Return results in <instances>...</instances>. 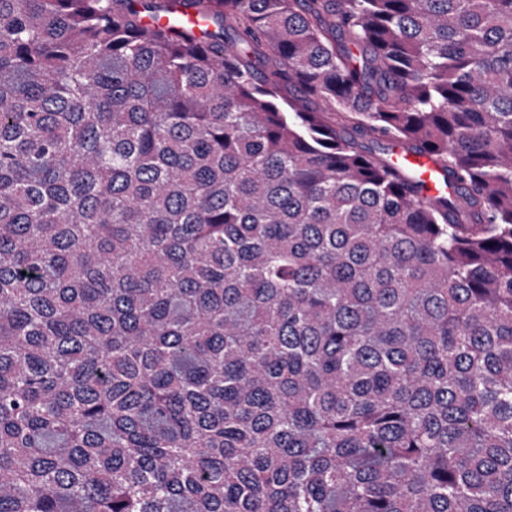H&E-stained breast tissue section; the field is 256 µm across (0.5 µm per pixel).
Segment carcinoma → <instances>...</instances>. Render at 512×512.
Wrapping results in <instances>:
<instances>
[{
    "label": "carcinoma",
    "mask_w": 512,
    "mask_h": 512,
    "mask_svg": "<svg viewBox=\"0 0 512 512\" xmlns=\"http://www.w3.org/2000/svg\"><path fill=\"white\" fill-rule=\"evenodd\" d=\"M0 512H512V0H0ZM396 162L398 158H403L408 164L420 172V178L425 184V193L428 196H434L440 188L439 181L436 178V166L428 156L402 155L400 151L393 157Z\"/></svg>",
    "instance_id": "cac0c4a2"
}]
</instances>
